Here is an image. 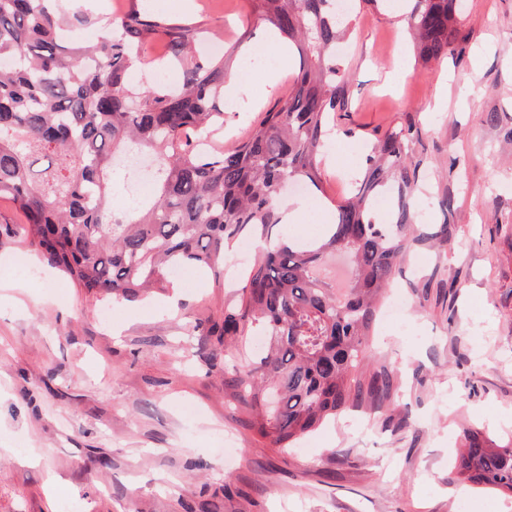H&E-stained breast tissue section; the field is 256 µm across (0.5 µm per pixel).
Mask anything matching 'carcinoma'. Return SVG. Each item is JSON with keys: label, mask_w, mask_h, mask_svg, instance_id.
<instances>
[{"label": "carcinoma", "mask_w": 512, "mask_h": 512, "mask_svg": "<svg viewBox=\"0 0 512 512\" xmlns=\"http://www.w3.org/2000/svg\"><path fill=\"white\" fill-rule=\"evenodd\" d=\"M51 2L0 0V199L25 216L29 245L87 295L133 301L144 288L168 287L177 267L224 273V243L248 230L265 244L224 321L206 335L224 337L239 359L232 383L254 438L292 448L363 397H390L388 370L366 386L361 376L381 292L420 239L411 130L377 140L322 239L298 246L272 233L282 223L284 182L323 191L331 118L348 107V80L332 54L344 33L330 10L335 0H254L300 66L288 99L227 154L215 147L224 132V58L194 54L202 24L133 6L99 20L105 35L85 44L76 32L91 20ZM406 4L423 62L455 51L461 0ZM151 40L165 43L177 84L130 82L138 49ZM133 150L157 162L156 195L126 208L112 200V170L118 154ZM387 193L393 210L379 224L373 205ZM336 251L352 263L339 296L319 274ZM254 327L267 337L257 358L231 345ZM463 438L454 479L512 499V438L470 429Z\"/></svg>", "instance_id": "carcinoma-1"}]
</instances>
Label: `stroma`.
Segmentation results:
<instances>
[{
  "label": "stroma",
  "mask_w": 512,
  "mask_h": 512,
  "mask_svg": "<svg viewBox=\"0 0 512 512\" xmlns=\"http://www.w3.org/2000/svg\"><path fill=\"white\" fill-rule=\"evenodd\" d=\"M182 1L155 10L203 22L225 72L251 88L224 106L228 152L287 98L299 60L248 53L265 29L249 0ZM462 4L444 61L423 64L393 9L364 0L338 56L349 108L335 118L325 196L348 195L376 137L412 131L426 237L387 290L405 300L402 322L378 313L365 368L392 371L391 398L346 409L298 447L257 444L227 385L224 339L207 333L240 278L186 267L168 291L98 301L15 234L24 218L0 200V512H512L448 480L462 428L512 436V0ZM271 63L280 78L265 88ZM443 223L441 248L431 234Z\"/></svg>",
  "instance_id": "stroma-1"
}]
</instances>
